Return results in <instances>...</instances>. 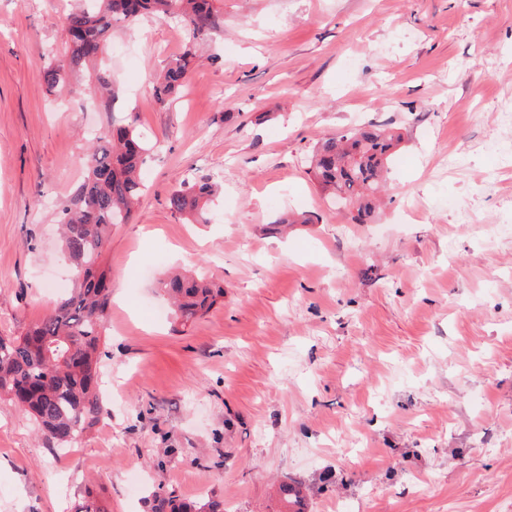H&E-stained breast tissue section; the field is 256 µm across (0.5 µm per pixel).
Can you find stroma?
I'll use <instances>...</instances> for the list:
<instances>
[{"label": "stroma", "instance_id": "obj_1", "mask_svg": "<svg viewBox=\"0 0 512 512\" xmlns=\"http://www.w3.org/2000/svg\"><path fill=\"white\" fill-rule=\"evenodd\" d=\"M73 6L0 0V336L66 294L58 205L96 138L128 122L153 149L104 253L105 411L68 448L0 398V512H146L161 485L280 512L285 482L306 512H512V173L484 149L512 153V0H213L220 28L164 104L149 81L181 16L120 24L108 110L89 74L44 84ZM369 124L401 143L358 224L309 158ZM188 177L215 184L206 222L167 206ZM286 211L309 221L270 233ZM173 272L223 299L181 325Z\"/></svg>", "mask_w": 512, "mask_h": 512}]
</instances>
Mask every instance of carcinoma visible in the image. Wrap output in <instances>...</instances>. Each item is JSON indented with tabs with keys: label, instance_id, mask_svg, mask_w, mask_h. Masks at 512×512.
I'll list each match as a JSON object with an SVG mask.
<instances>
[{
	"label": "carcinoma",
	"instance_id": "carcinoma-1",
	"mask_svg": "<svg viewBox=\"0 0 512 512\" xmlns=\"http://www.w3.org/2000/svg\"><path fill=\"white\" fill-rule=\"evenodd\" d=\"M95 2V9H75L63 18L65 59L44 67L52 91L68 86L73 73L104 54L114 25L178 12L189 40L152 85L154 98L164 102L184 86L196 62V42L219 28L212 0ZM398 143L399 136L385 129L348 130L319 144L311 172L336 204L356 207L357 219L364 222L374 212L373 201ZM148 153L131 125L112 128L92 147L83 183L59 208L63 255L75 271L71 293L20 335L0 336V396L15 401L49 442L76 444L103 414L98 349L112 298L103 254L112 226L129 220L143 192L141 170ZM212 193L209 179L186 178L170 194L169 208L182 216L199 215ZM160 290L185 324L224 298L223 288L204 279L164 278ZM281 497L285 512H300V487L283 485ZM148 512H224V502L209 497L184 501L161 486L152 492Z\"/></svg>",
	"mask_w": 512,
	"mask_h": 512
}]
</instances>
